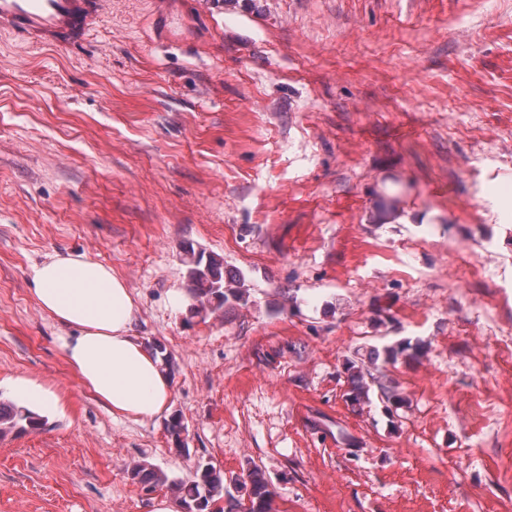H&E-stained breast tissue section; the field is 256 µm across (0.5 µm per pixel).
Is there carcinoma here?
I'll list each match as a JSON object with an SVG mask.
<instances>
[{"label":"carcinoma","instance_id":"carcinoma-1","mask_svg":"<svg viewBox=\"0 0 512 512\" xmlns=\"http://www.w3.org/2000/svg\"><path fill=\"white\" fill-rule=\"evenodd\" d=\"M188 280L190 282L191 307L201 312L210 305L222 308L226 305L245 306L249 301L248 289L244 288L241 276L227 277L224 274V260L204 251H188ZM414 358L417 349L409 342H400L383 349L373 347L367 360L348 359L344 368L348 374V389L345 400L355 408H362L370 402L371 386H377L382 402L398 407L405 398L397 389L382 381L376 375L378 361L395 362L400 356ZM42 424V418L24 406L10 400L0 399V437L11 433L26 432ZM167 432L172 445L179 455H189L187 443L188 431L182 417L171 416L167 423ZM132 482L145 491L165 488L175 498L181 512H212L213 505L224 497V471L209 461L195 464L193 477L189 481L171 479L161 469L143 461L128 469ZM239 486L244 488L247 499L235 501L233 507L238 512H272L274 492L265 472L258 466L249 467Z\"/></svg>","mask_w":512,"mask_h":512}]
</instances>
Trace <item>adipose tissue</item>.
I'll return each mask as SVG.
<instances>
[{
  "instance_id": "obj_1",
  "label": "adipose tissue",
  "mask_w": 512,
  "mask_h": 512,
  "mask_svg": "<svg viewBox=\"0 0 512 512\" xmlns=\"http://www.w3.org/2000/svg\"><path fill=\"white\" fill-rule=\"evenodd\" d=\"M37 304L76 333L61 339L69 365L93 395L126 417L152 418L173 391L159 354L134 334L135 301L111 266L53 254L31 270Z\"/></svg>"
}]
</instances>
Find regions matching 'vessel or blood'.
Masks as SVG:
<instances>
[{
  "mask_svg": "<svg viewBox=\"0 0 512 512\" xmlns=\"http://www.w3.org/2000/svg\"><path fill=\"white\" fill-rule=\"evenodd\" d=\"M111 0H0V32L62 52L84 49L105 22Z\"/></svg>",
  "mask_w": 512,
  "mask_h": 512,
  "instance_id": "obj_1",
  "label": "vessel or blood"
}]
</instances>
